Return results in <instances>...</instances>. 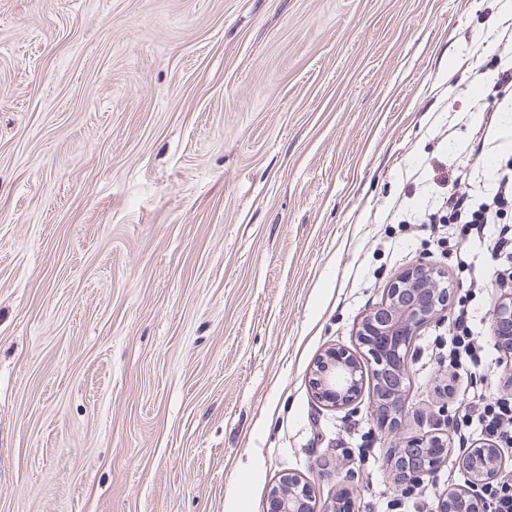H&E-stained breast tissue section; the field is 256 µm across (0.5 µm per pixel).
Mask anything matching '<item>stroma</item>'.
I'll return each mask as SVG.
<instances>
[{
	"instance_id": "stroma-1",
	"label": "stroma",
	"mask_w": 512,
	"mask_h": 512,
	"mask_svg": "<svg viewBox=\"0 0 512 512\" xmlns=\"http://www.w3.org/2000/svg\"><path fill=\"white\" fill-rule=\"evenodd\" d=\"M510 52L512 0H0V512H266L288 472L320 506L435 512L473 396L451 312L512 401V257L421 219L459 170L481 200L512 166L477 109ZM417 263L455 293L397 429L317 405L319 354L359 351ZM438 432L447 463L405 488L389 457ZM491 335L497 347L512 359V295L502 299L493 310ZM470 321L468 307L460 305L448 328V362L463 371L482 364V356L473 343Z\"/></svg>"
}]
</instances>
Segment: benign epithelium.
<instances>
[{
	"label": "benign epithelium",
	"mask_w": 512,
	"mask_h": 512,
	"mask_svg": "<svg viewBox=\"0 0 512 512\" xmlns=\"http://www.w3.org/2000/svg\"><path fill=\"white\" fill-rule=\"evenodd\" d=\"M452 292L442 272L422 264L395 277L381 303L362 319L356 332L359 344L367 348L370 369L342 346L327 348L315 362L309 380L316 401L336 410L356 405L370 375L374 416L380 426L394 429L403 410L411 345L423 326L448 309ZM491 335L512 359V295L495 306ZM503 456L495 442L483 439L464 449L459 465L464 483L438 500L436 512H488L486 484L496 480L512 488V471L502 465ZM447 461V443L432 436L409 442L389 466L399 482L412 486L435 475ZM268 502V512H317L308 483L293 473L280 477ZM322 512H354L349 489H341Z\"/></svg>",
	"instance_id": "benign-epithelium-1"
}]
</instances>
